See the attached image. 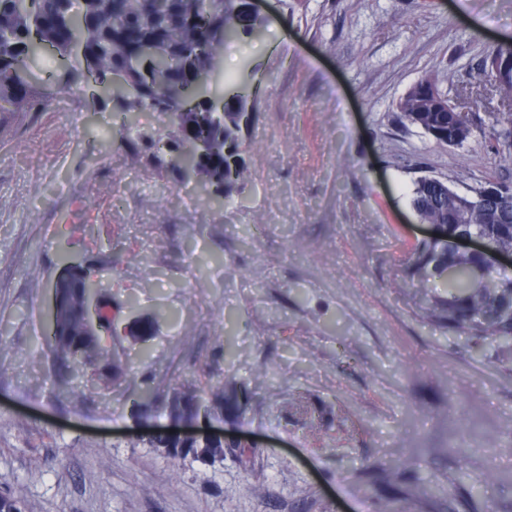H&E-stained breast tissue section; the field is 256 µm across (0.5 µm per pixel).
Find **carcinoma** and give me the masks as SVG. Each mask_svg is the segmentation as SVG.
<instances>
[{"mask_svg":"<svg viewBox=\"0 0 512 512\" xmlns=\"http://www.w3.org/2000/svg\"><path fill=\"white\" fill-rule=\"evenodd\" d=\"M265 19L251 15L245 0H0V112H37L47 108L41 79L34 70L35 42L57 45L60 56L78 64L94 63L99 93L124 107L126 112H154L167 118L173 129V144L146 135L134 123L123 125L135 134V148L156 157L167 149L166 167L177 173L189 161L200 173L211 194L228 200L247 172L243 158V130L256 112L250 94L231 77H223L224 46L262 34ZM512 45L496 47L477 63L479 74L493 82L499 97L512 99ZM204 76L198 86L179 79L182 68ZM127 75L123 86L112 85V73ZM224 78V123L214 121L207 86ZM18 84L27 86L25 96L15 94ZM445 94L437 79L425 75L412 84L397 103L401 120L420 129L437 143L463 147L476 136L488 139L486 147L500 154L512 147V110L489 113V122L476 113L468 115L470 126L456 112L443 108ZM409 204L422 224H439L448 237L413 246L405 262L400 287L420 298L428 320L448 328L471 349L485 342L512 339V276L492 272L479 256L463 255L451 240L468 226L494 230L495 246L512 243V197L495 201H464L448 192V183L432 177L417 178ZM499 280L495 288L481 287L484 274ZM92 280H82L73 293L71 336H46L49 355L59 365L82 367L104 383L119 387L129 360L102 343L112 335V302L104 304L95 336L83 335L79 314L82 302L97 294ZM198 393L182 386L172 388L160 412L192 410ZM151 447L171 460L193 455L201 459L224 457V449L237 448L246 457L250 450L241 442L226 440L212 449L201 442L189 449H175L163 436L150 440Z\"/></svg>","mask_w":512,"mask_h":512,"instance_id":"cac0c4a2","label":"carcinoma"}]
</instances>
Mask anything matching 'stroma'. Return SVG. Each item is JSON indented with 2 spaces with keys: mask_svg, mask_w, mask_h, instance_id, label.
<instances>
[{
  "mask_svg": "<svg viewBox=\"0 0 512 512\" xmlns=\"http://www.w3.org/2000/svg\"><path fill=\"white\" fill-rule=\"evenodd\" d=\"M224 51L256 95L229 205L134 155L89 78L53 108L0 113V493L27 512H512V344L471 351L402 288L426 231L414 180L459 191L512 156L436 144L396 104L423 75L493 111L485 52L512 0H252ZM89 267L118 309L120 390L43 349L51 285ZM247 394L227 434L258 444L174 462L137 430L144 386Z\"/></svg>",
  "mask_w": 512,
  "mask_h": 512,
  "instance_id": "1",
  "label": "stroma"
}]
</instances>
